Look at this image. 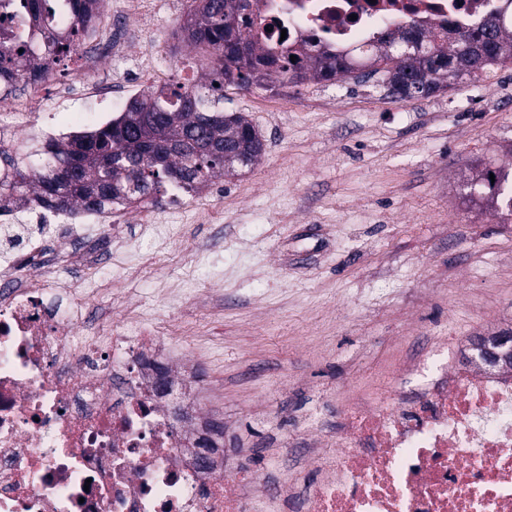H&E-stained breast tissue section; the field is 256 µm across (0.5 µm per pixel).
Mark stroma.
<instances>
[{
  "label": "stroma",
  "mask_w": 512,
  "mask_h": 512,
  "mask_svg": "<svg viewBox=\"0 0 512 512\" xmlns=\"http://www.w3.org/2000/svg\"><path fill=\"white\" fill-rule=\"evenodd\" d=\"M177 14L126 17L134 52L176 59L157 44ZM63 76L35 88L44 112H0L21 142L112 118L108 99L53 100ZM265 147L251 170L185 196L166 245L141 234L127 208L94 312L120 325L110 301L149 308L178 334L175 356L205 382L197 399L246 442L249 468L280 480L272 451L302 447L299 420L336 428L344 394L368 388L394 350L412 355L436 336L458 344L487 321L512 330V223H500L464 184L512 162V64L429 98L398 101L376 79L224 88Z\"/></svg>",
  "instance_id": "obj_1"
}]
</instances>
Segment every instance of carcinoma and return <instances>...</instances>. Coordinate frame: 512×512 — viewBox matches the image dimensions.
<instances>
[{"label": "carcinoma", "instance_id": "cac0c4a2", "mask_svg": "<svg viewBox=\"0 0 512 512\" xmlns=\"http://www.w3.org/2000/svg\"><path fill=\"white\" fill-rule=\"evenodd\" d=\"M101 0H0V95L18 97L46 82L65 61L81 56L99 24ZM177 38L206 59L197 78L177 77L140 90L124 112L91 131L54 138L38 162L28 148H0V197L56 211H99L133 205L168 190L192 194L214 179L236 176L261 159L263 143L242 112L224 111V85L264 87L274 81H343L355 72L391 89L428 98L490 66L512 63V30L498 14L477 28L448 34L405 32L376 37L379 46L356 65L315 37L295 47L274 40L251 0H190ZM296 56L291 60L290 56Z\"/></svg>", "mask_w": 512, "mask_h": 512}]
</instances>
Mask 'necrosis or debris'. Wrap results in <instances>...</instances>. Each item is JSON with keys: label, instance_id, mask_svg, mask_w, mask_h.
<instances>
[{"label": "necrosis or debris", "instance_id": "4bbe7bcc", "mask_svg": "<svg viewBox=\"0 0 512 512\" xmlns=\"http://www.w3.org/2000/svg\"><path fill=\"white\" fill-rule=\"evenodd\" d=\"M498 0H258L288 43L370 54L376 34L475 28ZM98 229L55 211L0 225V512H512V369L450 365L454 337L404 360L408 390L350 394L301 497L243 466L193 405L166 330L91 315Z\"/></svg>", "mask_w": 512, "mask_h": 512}]
</instances>
